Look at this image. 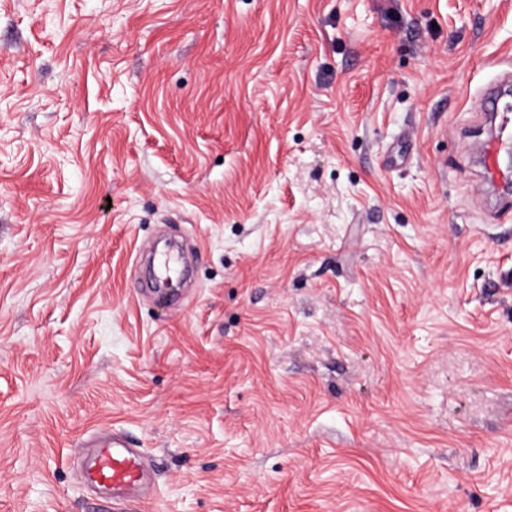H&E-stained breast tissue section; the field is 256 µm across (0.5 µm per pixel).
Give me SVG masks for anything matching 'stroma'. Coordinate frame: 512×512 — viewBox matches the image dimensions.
<instances>
[{
	"label": "stroma",
	"mask_w": 512,
	"mask_h": 512,
	"mask_svg": "<svg viewBox=\"0 0 512 512\" xmlns=\"http://www.w3.org/2000/svg\"><path fill=\"white\" fill-rule=\"evenodd\" d=\"M505 70L512 0H0V512H512ZM490 122L498 129L495 136L485 140L481 146L484 178L492 185L511 187L512 171L502 169L497 163V156L502 148L501 132L512 129V100L496 98L489 101ZM88 464L89 480L112 491L111 499L123 503L141 501L150 463L140 448H130L123 433L112 430V437L100 440Z\"/></svg>",
	"instance_id": "stroma-1"
}]
</instances>
